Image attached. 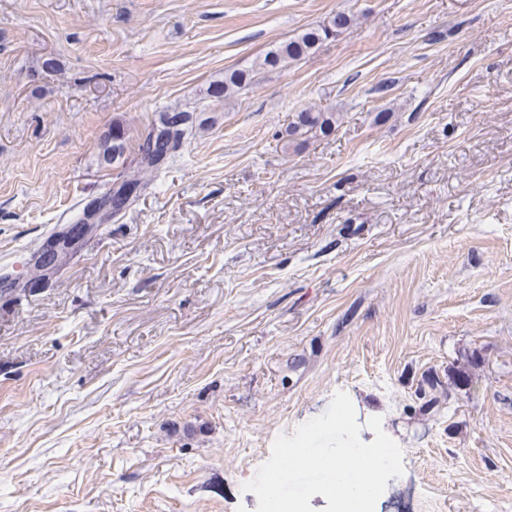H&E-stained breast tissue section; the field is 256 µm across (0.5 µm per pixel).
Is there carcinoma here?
Instances as JSON below:
<instances>
[{
  "label": "carcinoma",
  "mask_w": 512,
  "mask_h": 512,
  "mask_svg": "<svg viewBox=\"0 0 512 512\" xmlns=\"http://www.w3.org/2000/svg\"><path fill=\"white\" fill-rule=\"evenodd\" d=\"M355 23L353 15L338 12L328 21L306 30L297 38L267 52L258 61L260 68L276 67L287 61L298 60L312 54L323 41L349 29ZM251 81L245 71H233L224 75V81L211 85L208 95L229 100ZM338 116L334 112L316 109H304L295 114L288 126V141L291 145L299 139L305 141L319 136H327L336 129ZM193 128L192 114L178 108H165L155 115L149 124L131 136L125 128L116 123L112 126V135L102 143L103 162L121 166L112 185V215L107 222L119 217L122 210L136 203L150 189L151 182L145 179L147 174H158L167 169L181 148L189 130ZM482 365L481 353L474 350L467 359L466 367L458 370L453 377L457 388L467 387L472 382L473 371ZM423 403L419 412L424 415L441 411V400L426 391L419 393Z\"/></svg>",
  "instance_id": "obj_1"
}]
</instances>
